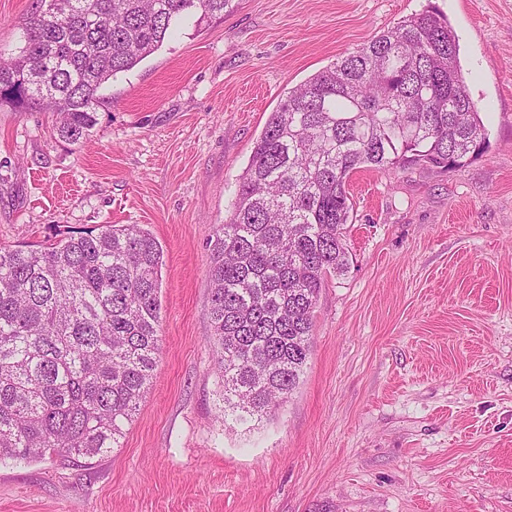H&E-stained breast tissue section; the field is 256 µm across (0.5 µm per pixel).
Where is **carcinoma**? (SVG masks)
<instances>
[{"instance_id":"obj_1","label":"carcinoma","mask_w":512,"mask_h":512,"mask_svg":"<svg viewBox=\"0 0 512 512\" xmlns=\"http://www.w3.org/2000/svg\"><path fill=\"white\" fill-rule=\"evenodd\" d=\"M235 0H48L0 56V104L56 114L90 135L102 90L177 24ZM458 39L426 10L288 92L239 179L210 252V318L224 411L268 416L298 386L326 275L349 264L347 190L360 168H461L486 144ZM163 251L136 225L72 231L47 247L0 246V462L103 456L118 447L160 351Z\"/></svg>"}]
</instances>
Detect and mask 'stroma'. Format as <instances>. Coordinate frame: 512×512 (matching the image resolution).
Returning <instances> with one entry per match:
<instances>
[{"label": "stroma", "instance_id": "obj_1", "mask_svg": "<svg viewBox=\"0 0 512 512\" xmlns=\"http://www.w3.org/2000/svg\"><path fill=\"white\" fill-rule=\"evenodd\" d=\"M37 0H0V56ZM434 7L484 151L357 170L349 268L274 415L224 414L210 241L291 89ZM91 136L0 106V246L136 224L163 249L159 362L112 453L0 464V512H512V0H236L105 90Z\"/></svg>", "mask_w": 512, "mask_h": 512}]
</instances>
